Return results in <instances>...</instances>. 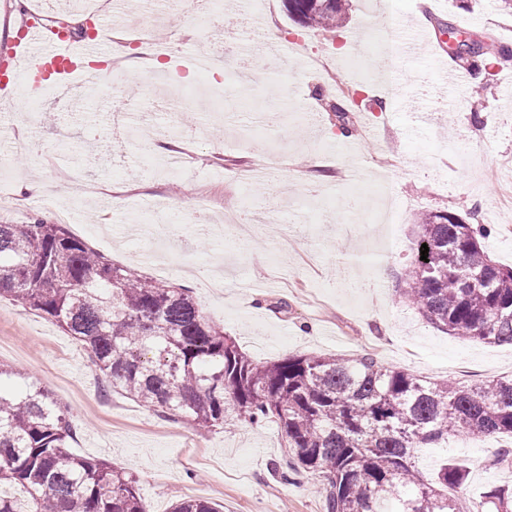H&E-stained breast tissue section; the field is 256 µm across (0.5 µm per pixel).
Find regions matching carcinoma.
<instances>
[{"mask_svg":"<svg viewBox=\"0 0 512 512\" xmlns=\"http://www.w3.org/2000/svg\"><path fill=\"white\" fill-rule=\"evenodd\" d=\"M347 0H284L306 28L334 31ZM512 51L476 55L477 74ZM360 103L329 104L339 128ZM404 298L427 323L464 340L512 345V267L497 264L481 224L453 212L418 218ZM427 260H421L422 244ZM52 320L89 352L121 395L163 418L201 429L276 424L288 469L322 478L326 512H512V487L493 486L464 506L448 489L464 472L420 450L448 434L512 435V378L460 385L385 367L367 355L251 360L189 291L112 263L62 224H0V298ZM73 416L24 373L0 364V512H146L135 477L71 450ZM172 512H221L185 500Z\"/></svg>","mask_w":512,"mask_h":512,"instance_id":"carcinoma-1","label":"carcinoma"}]
</instances>
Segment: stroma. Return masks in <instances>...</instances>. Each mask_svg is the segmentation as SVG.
Listing matches in <instances>:
<instances>
[{
    "instance_id": "obj_1",
    "label": "stroma",
    "mask_w": 512,
    "mask_h": 512,
    "mask_svg": "<svg viewBox=\"0 0 512 512\" xmlns=\"http://www.w3.org/2000/svg\"><path fill=\"white\" fill-rule=\"evenodd\" d=\"M278 33L264 40L266 66L248 87L211 95L223 81L215 68L198 79L196 52L209 32L195 14L167 15L154 42L174 46L159 73H124L123 110L137 136H114L104 115L109 100L85 97L79 112L40 102L21 106L37 139L54 151L39 163L16 151L17 122L0 123V224L57 223L66 212L70 232L121 266L158 278L136 226L162 208L177 226L168 282L186 288L255 361L291 355H363L432 379L469 385L512 377V346L464 341L445 334L401 297L398 277L414 247L416 218L427 212L468 217L481 209L494 227L485 242L491 258L512 266V209L493 202L498 186L485 168L512 161V60L495 68L482 94L475 76L445 80L430 58L439 50V25L494 46L512 47V11L501 0H349L346 20L333 32L289 18L283 0H224V26L240 33L242 17ZM392 42L391 63L369 45V24ZM297 52L283 58L284 44ZM316 56L327 68L308 70ZM156 85L153 96L141 90ZM366 87L381 102L368 124L350 113L342 135L326 104L338 83ZM192 94L194 106L177 94ZM180 131L187 174L165 172L152 143ZM50 186L46 205L24 181ZM385 184L400 216L377 224L371 204L354 205L356 190ZM203 196L212 218L233 212L252 224L229 244L221 232L197 233L190 202ZM385 279H377L378 270ZM88 353L49 319L0 299V363L12 365L75 418L72 443L80 455L108 460L138 480L147 512H170L176 502L202 498L224 512H325L316 475L282 480L283 442L273 424L239 422L211 431L184 420H161L142 404L108 390L87 365ZM501 435L460 443L448 438V460L466 473L459 494L475 500L494 485L512 486V467L492 465Z\"/></svg>"
}]
</instances>
